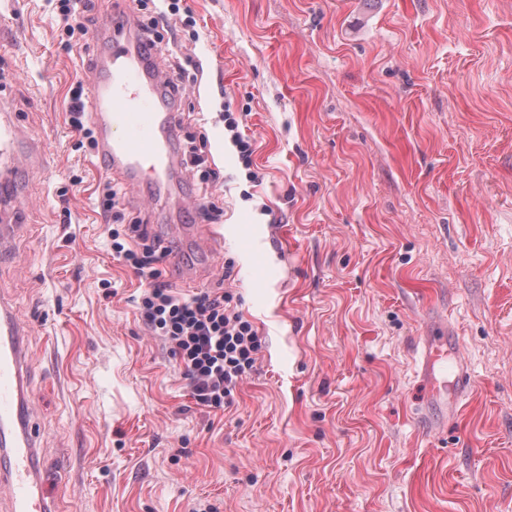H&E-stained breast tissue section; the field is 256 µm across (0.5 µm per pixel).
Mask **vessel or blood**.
<instances>
[{
	"label": "vessel or blood",
	"instance_id": "vessel-or-blood-1",
	"mask_svg": "<svg viewBox=\"0 0 512 512\" xmlns=\"http://www.w3.org/2000/svg\"><path fill=\"white\" fill-rule=\"evenodd\" d=\"M162 84V74L146 69L122 34H113L108 60L98 70L87 101L108 174L136 183L160 184L167 177L166 152L177 115L162 107ZM116 127L122 131L117 138L112 135ZM19 156L14 128L1 123L0 170L15 169ZM29 330L12 308L0 304V446L10 451L9 467L0 478L10 487L7 512H52V500L37 476V444L30 428L34 405L25 382L30 355L24 343ZM440 363L448 366V382L434 387L432 403L454 416L472 384L471 373L453 341L445 347L428 344L425 369L434 370Z\"/></svg>",
	"mask_w": 512,
	"mask_h": 512
}]
</instances>
